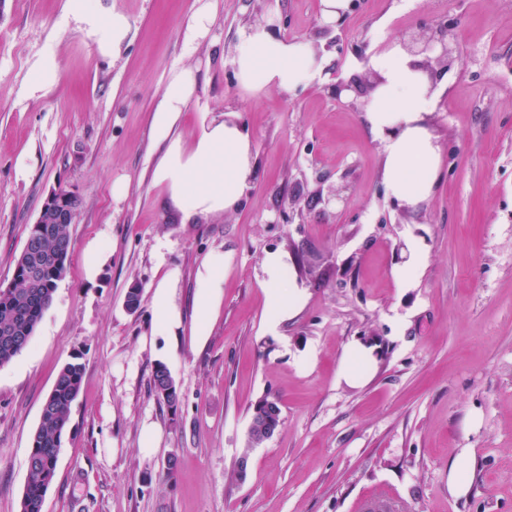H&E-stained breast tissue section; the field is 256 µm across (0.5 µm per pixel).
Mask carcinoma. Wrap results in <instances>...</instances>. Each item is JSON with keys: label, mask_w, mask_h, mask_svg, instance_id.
Masks as SVG:
<instances>
[{"label": "carcinoma", "mask_w": 512, "mask_h": 512, "mask_svg": "<svg viewBox=\"0 0 512 512\" xmlns=\"http://www.w3.org/2000/svg\"><path fill=\"white\" fill-rule=\"evenodd\" d=\"M71 246L66 224L46 225L45 249L55 253L59 245ZM15 259L12 287L0 289V366L10 363L30 344L43 318L46 306L52 303L57 282L67 273V264H45L38 282L31 281L23 262ZM84 364L76 356L58 371L51 392L46 397L39 423L31 438L27 460V477L20 498V512H43L46 496L57 468L62 438L67 431L73 403L83 381ZM156 396L170 408L177 407L180 392L168 367L156 363L152 373Z\"/></svg>", "instance_id": "cac0c4a2"}]
</instances>
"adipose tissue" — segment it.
Instances as JSON below:
<instances>
[{
  "label": "adipose tissue",
  "mask_w": 512,
  "mask_h": 512,
  "mask_svg": "<svg viewBox=\"0 0 512 512\" xmlns=\"http://www.w3.org/2000/svg\"><path fill=\"white\" fill-rule=\"evenodd\" d=\"M234 65L240 89L254 98L272 90L293 92L312 82L323 69L310 42L281 35L269 21L244 33ZM373 66L382 80L369 96L366 120L381 141L384 178L392 197L416 207L431 196L441 165V149L427 122L434 105L431 82L415 57L397 46L374 59ZM194 84L191 71L174 74L154 117L165 149L153 178L166 187L170 207L185 224L203 215L236 211L254 169L250 134L235 121H202L189 146L173 135ZM264 271L266 305L271 321L276 322L293 314L304 293L296 283L286 282L280 254L267 255ZM223 286L224 257L215 254L197 276V335L206 334Z\"/></svg>",
  "instance_id": "adipose-tissue-1"
}]
</instances>
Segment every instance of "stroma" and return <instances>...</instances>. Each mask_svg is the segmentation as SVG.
<instances>
[{"instance_id": "stroma-1", "label": "stroma", "mask_w": 512, "mask_h": 512, "mask_svg": "<svg viewBox=\"0 0 512 512\" xmlns=\"http://www.w3.org/2000/svg\"><path fill=\"white\" fill-rule=\"evenodd\" d=\"M67 3L0 0V281L48 193L80 199L68 272L29 347L0 367V512L20 510L43 401L76 355L83 383L44 512H512V0H358L331 27L319 0H210L199 34L198 0H90L129 21L113 57ZM272 16L324 68L306 87L255 99L233 60L242 33ZM432 21L452 26L457 59L428 116L437 185L413 208L388 192L364 99L330 87ZM50 60L58 82L31 91ZM183 68L195 90L175 133L188 142L202 120L230 117L254 155L243 206L191 224L153 179L164 150L154 115ZM320 190L341 199L319 201ZM414 245L425 263L403 286L394 272ZM91 246L108 254L92 278ZM215 252L224 296L201 337L195 285ZM272 252L306 292L277 325L264 292ZM164 280L182 317L171 334L152 302ZM354 339L378 347L358 385L339 377ZM159 362L177 409L151 388ZM266 397L281 422L252 447ZM460 460L471 490L457 498L448 469Z\"/></svg>"}]
</instances>
